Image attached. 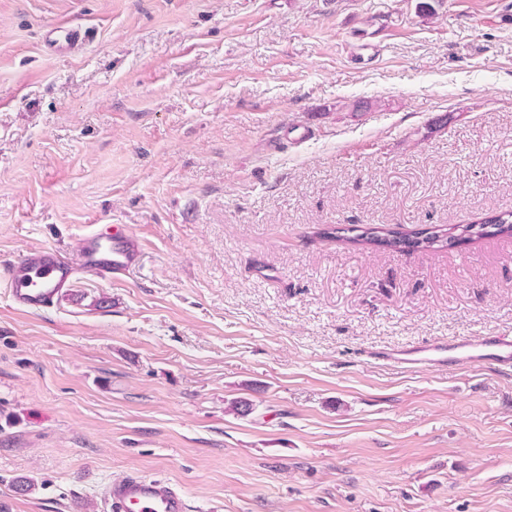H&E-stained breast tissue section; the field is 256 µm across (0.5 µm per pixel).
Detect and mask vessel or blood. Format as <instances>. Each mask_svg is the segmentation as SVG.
Returning a JSON list of instances; mask_svg holds the SVG:
<instances>
[{
	"instance_id": "1",
	"label": "vessel or blood",
	"mask_w": 512,
	"mask_h": 512,
	"mask_svg": "<svg viewBox=\"0 0 512 512\" xmlns=\"http://www.w3.org/2000/svg\"><path fill=\"white\" fill-rule=\"evenodd\" d=\"M91 37V31L79 30L66 22L57 23L49 31L50 43L58 48L77 46ZM142 250L141 238L125 226L97 228L80 238L77 258H69L60 246L39 247L0 266V280L5 282L16 310L38 313L55 306L80 275L102 282L131 277L139 266ZM389 357L425 368L482 362L510 369L512 336L490 334L453 345L438 342L393 351ZM103 509L104 512H188V504L184 494L165 480L128 475L106 487Z\"/></svg>"
}]
</instances>
